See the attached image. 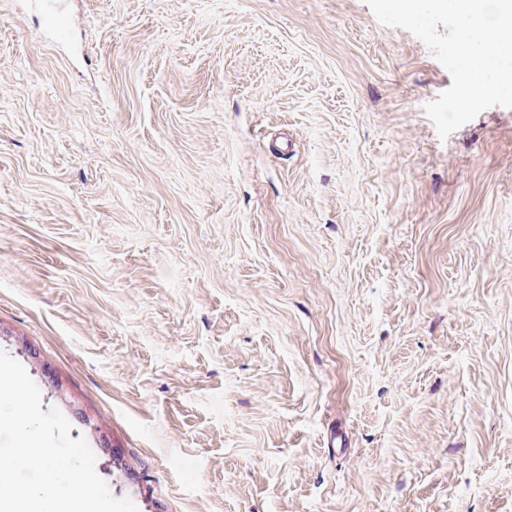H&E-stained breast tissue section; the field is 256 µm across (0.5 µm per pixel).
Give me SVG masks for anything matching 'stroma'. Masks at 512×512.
I'll list each match as a JSON object with an SVG mask.
<instances>
[{"instance_id":"stroma-1","label":"stroma","mask_w":512,"mask_h":512,"mask_svg":"<svg viewBox=\"0 0 512 512\" xmlns=\"http://www.w3.org/2000/svg\"><path fill=\"white\" fill-rule=\"evenodd\" d=\"M0 0V349L137 512H512V108L365 0Z\"/></svg>"}]
</instances>
